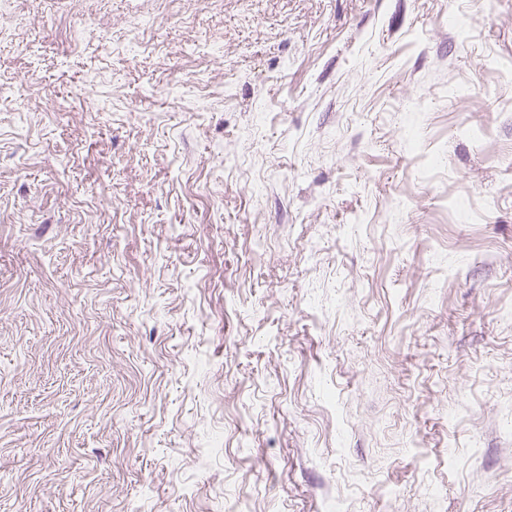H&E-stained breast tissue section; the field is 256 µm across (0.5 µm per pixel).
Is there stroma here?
Returning a JSON list of instances; mask_svg holds the SVG:
<instances>
[{
	"label": "stroma",
	"instance_id": "35a3bbf8",
	"mask_svg": "<svg viewBox=\"0 0 512 512\" xmlns=\"http://www.w3.org/2000/svg\"><path fill=\"white\" fill-rule=\"evenodd\" d=\"M0 512H512V0H12Z\"/></svg>",
	"mask_w": 512,
	"mask_h": 512
}]
</instances>
